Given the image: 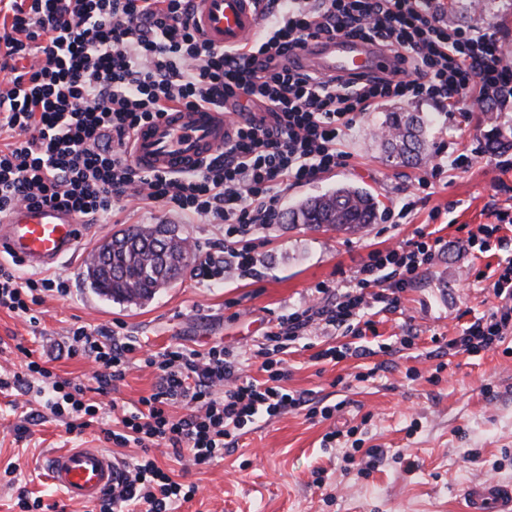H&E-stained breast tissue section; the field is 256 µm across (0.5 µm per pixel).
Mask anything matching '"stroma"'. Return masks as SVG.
<instances>
[{"label":"stroma","instance_id":"stroma-1","mask_svg":"<svg viewBox=\"0 0 512 512\" xmlns=\"http://www.w3.org/2000/svg\"><path fill=\"white\" fill-rule=\"evenodd\" d=\"M449 24L488 27L512 52V0H457ZM466 116L449 121L425 100L380 102L345 139L348 166L292 184L279 197L280 212L304 198L351 183L369 190L378 204L374 224L339 232L279 220L254 241L252 273H241L224 254V276L200 284L183 274L143 306L108 301L90 288L83 271L99 243L133 225L169 224L189 243L217 248L224 231L190 219L170 205L129 203L101 218L97 233L56 270L67 295L46 297L35 307L37 323L0 310V368L19 370L24 350L42 354L53 377L94 385L90 360L69 356L64 338L72 325L109 328L119 322L139 344L124 380L112 389L118 406L133 409L153 393L159 378L142 367L145 353L166 347L205 351L221 343L243 361L242 378L264 379L255 352L279 315L310 303L317 286H344L369 253L431 232L444 248L421 281L402 293L397 309L374 315L369 352L339 363L315 355L345 344L346 336L314 332L284 354L282 385L303 394L309 407L334 406L331 419L299 409L247 425L236 447L210 465L195 467L167 445L151 453L174 480L196 488L175 512H465L466 490L480 478L512 485V332L503 343L476 355L454 353L448 341L475 317L499 306L490 273L512 257V223L499 232L506 248L471 249L470 232L493 223V211L512 213V150L485 149L491 127L512 129V101L500 106L469 102ZM420 112L431 121L427 151L409 166L387 162L379 134L385 113ZM465 146L471 165L434 178L429 200L392 222L401 200L429 175L436 153ZM438 219H430L434 207ZM24 395L0 394V512H19L17 488L48 496L44 465L66 448H104L120 465L134 463L140 448H118L98 435L67 433L62 422L41 417ZM341 436L324 447L327 432ZM377 450L375 464L359 472L345 460L353 449ZM13 474H6L7 466Z\"/></svg>","mask_w":512,"mask_h":512}]
</instances>
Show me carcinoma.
I'll return each instance as SVG.
<instances>
[{"label":"carcinoma","instance_id":"carcinoma-1","mask_svg":"<svg viewBox=\"0 0 512 512\" xmlns=\"http://www.w3.org/2000/svg\"><path fill=\"white\" fill-rule=\"evenodd\" d=\"M425 120L417 112L388 113L384 129L391 133L386 141V161L409 164L419 160L424 152ZM491 152L512 148V139L497 127L486 138ZM377 203L371 192L352 185H340L321 195L312 196L288 212L290 224H314L331 227L338 232H353L374 223ZM161 227H131L124 238L130 247L112 252V274L87 270V277L96 292L113 300L142 304L151 299L157 289L183 275L187 256L176 236L167 244V266L159 265L156 253L157 234Z\"/></svg>","mask_w":512,"mask_h":512}]
</instances>
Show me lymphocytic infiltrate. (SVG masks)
I'll return each mask as SVG.
<instances>
[{
  "instance_id": "1",
  "label": "lymphocytic infiltrate",
  "mask_w": 512,
  "mask_h": 512,
  "mask_svg": "<svg viewBox=\"0 0 512 512\" xmlns=\"http://www.w3.org/2000/svg\"><path fill=\"white\" fill-rule=\"evenodd\" d=\"M191 0H0L11 13L0 31V217L23 205L57 203L86 223H97L130 200L165 203L224 227V249L251 272L252 235L277 223L278 198L289 182H308L346 165L345 137L358 118L386 99L429 100L439 111L463 112L473 98L492 103L512 97V57L486 28L452 26L441 19L442 0H267L261 33L249 44L218 48L189 23ZM320 35L379 39L402 62L385 77L353 85L295 72L287 53ZM214 107L238 115L232 141L196 169L147 173L128 160L136 130L169 108ZM443 248L421 232L372 252L346 285L322 287L319 304L279 317L267 332L262 357L266 380H241L240 358L216 344L199 352L181 347L147 355L159 375L155 392L123 413L120 429L106 421L100 397L123 380L136 340L105 328L71 327L70 356L94 362L95 388L53 379L44 363L0 374V392L34 394L39 406L68 433H99L142 455L126 470L100 512H173L194 489L174 481L149 453L165 444L205 466L235 447L257 417L275 418L300 407L302 396L282 387L277 355L316 330L364 339L375 306L395 309ZM504 305L475 318L448 342L473 354L502 342L512 328V260L492 285ZM59 277H21L15 262L0 260V309L30 314L46 293L66 294ZM187 407L177 417L172 407Z\"/></svg>"
}]
</instances>
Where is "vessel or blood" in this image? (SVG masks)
Returning a JSON list of instances; mask_svg holds the SVG:
<instances>
[{
    "label": "vessel or blood",
    "instance_id": "obj_1",
    "mask_svg": "<svg viewBox=\"0 0 512 512\" xmlns=\"http://www.w3.org/2000/svg\"><path fill=\"white\" fill-rule=\"evenodd\" d=\"M190 23L219 47L252 41L260 28L255 0H192ZM290 67L331 80L385 76L400 65L377 40L353 36L309 40L288 56ZM230 114L214 109L174 108L135 133L129 159L147 171L188 172L232 138ZM83 221L53 206H21L0 218V254L29 268L57 264L80 245ZM50 485L68 500L91 505L121 478L118 463L99 448H70L48 465ZM469 512H512V486L485 480L468 489Z\"/></svg>",
    "mask_w": 512,
    "mask_h": 512
}]
</instances>
